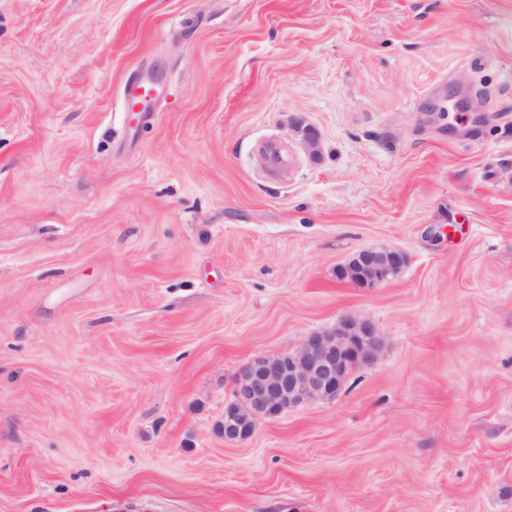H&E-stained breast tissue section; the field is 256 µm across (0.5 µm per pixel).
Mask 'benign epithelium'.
<instances>
[{
    "label": "benign epithelium",
    "mask_w": 512,
    "mask_h": 512,
    "mask_svg": "<svg viewBox=\"0 0 512 512\" xmlns=\"http://www.w3.org/2000/svg\"><path fill=\"white\" fill-rule=\"evenodd\" d=\"M406 255L393 248H364L339 265L340 281L375 288L397 275ZM379 347L374 322L357 314L343 316L335 326L306 337L294 355L257 358L236 375L232 400L224 407V441L242 443L258 423L290 407L329 399L341 390L348 373L371 361Z\"/></svg>",
    "instance_id": "1"
}]
</instances>
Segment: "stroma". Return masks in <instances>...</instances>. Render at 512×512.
I'll return each mask as SVG.
<instances>
[{
  "instance_id": "obj_1",
  "label": "stroma",
  "mask_w": 512,
  "mask_h": 512,
  "mask_svg": "<svg viewBox=\"0 0 512 512\" xmlns=\"http://www.w3.org/2000/svg\"><path fill=\"white\" fill-rule=\"evenodd\" d=\"M345 314L375 359L225 444ZM0 512H512V0H0ZM402 261L401 264L395 265ZM407 257L393 248H364L339 265L342 282L357 288H375L397 275L406 265Z\"/></svg>"
}]
</instances>
